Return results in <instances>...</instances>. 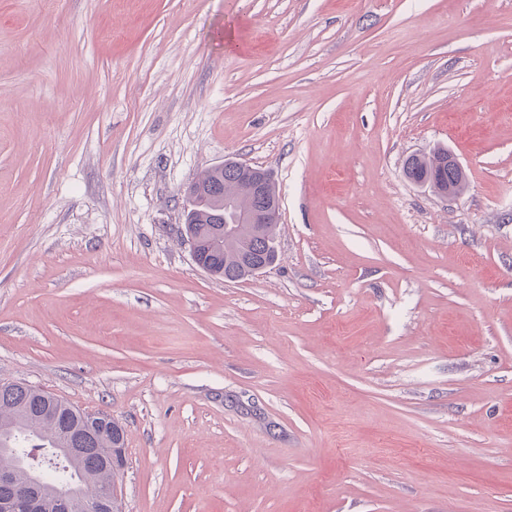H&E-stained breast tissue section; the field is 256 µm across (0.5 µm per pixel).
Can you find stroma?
Here are the masks:
<instances>
[{
    "label": "stroma",
    "mask_w": 512,
    "mask_h": 512,
    "mask_svg": "<svg viewBox=\"0 0 512 512\" xmlns=\"http://www.w3.org/2000/svg\"><path fill=\"white\" fill-rule=\"evenodd\" d=\"M231 158L235 283L180 235ZM1 381L122 425L125 512H512V0H0ZM449 161L460 171L463 166L459 160L450 155ZM451 167L448 163V150L437 148L427 154L410 155L404 164L405 176L414 183L427 184L439 194V187L448 188L451 184L455 192L448 188V191L441 193L445 198H454L460 195L466 188L464 174ZM232 165L242 170H253L251 165L238 160H226L211 168L215 172L224 171L221 174L215 175L212 171L205 170L198 177V181L203 185V194L198 198V205L191 208L185 216L184 231L187 235L189 233L194 235H185L193 261L210 276L209 270L199 261L200 241L197 237L204 240L210 239L213 230L219 227V223L223 220L224 240L238 237L242 224H247L250 231L257 236L265 234L267 224H279L280 200H272L279 194L275 183L269 181L266 184L267 192L262 197L251 196L245 192L248 175ZM221 198H224V213L218 206ZM232 198L238 200L239 204ZM266 201L271 202L260 208L252 209ZM240 207L252 210L245 211ZM276 230L277 225L269 227L266 236L260 238L253 236L245 229L237 240L224 243V246L215 245L204 248L202 259L209 265L213 277L246 280L251 275L249 270L239 262L240 253L242 251H249L256 255L267 253L273 261L277 255Z\"/></svg>",
    "instance_id": "1"
}]
</instances>
